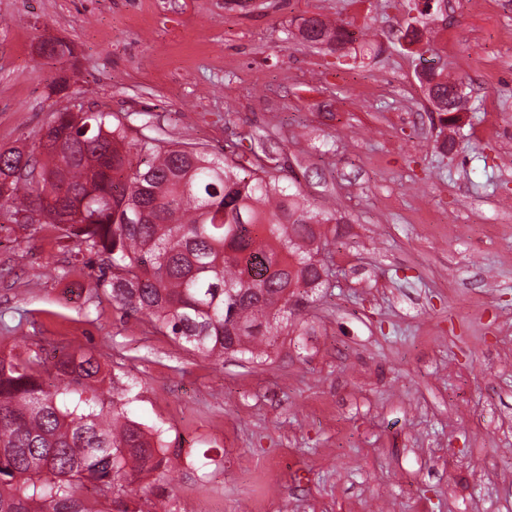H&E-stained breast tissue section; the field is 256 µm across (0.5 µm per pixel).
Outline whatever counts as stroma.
Returning <instances> with one entry per match:
<instances>
[{
    "instance_id": "stroma-1",
    "label": "stroma",
    "mask_w": 512,
    "mask_h": 512,
    "mask_svg": "<svg viewBox=\"0 0 512 512\" xmlns=\"http://www.w3.org/2000/svg\"><path fill=\"white\" fill-rule=\"evenodd\" d=\"M0 0V149L80 99L161 144L271 158L335 214L336 275L267 356L155 334L51 228L0 226V347L92 352L163 431L151 512H512V0ZM318 16L355 40L312 45ZM71 52L50 59L39 44ZM462 82L442 121L418 74Z\"/></svg>"
}]
</instances>
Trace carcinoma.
<instances>
[{
    "instance_id": "cac0c4a2",
    "label": "carcinoma",
    "mask_w": 512,
    "mask_h": 512,
    "mask_svg": "<svg viewBox=\"0 0 512 512\" xmlns=\"http://www.w3.org/2000/svg\"><path fill=\"white\" fill-rule=\"evenodd\" d=\"M300 33L310 44L353 41L319 17ZM430 75L436 111L458 110L463 85ZM45 136L25 155L0 151V181L10 180L0 209L38 204L59 238L101 258L96 287L174 343L215 362L260 353L304 294L330 284L331 218L263 164L248 172L187 143L131 137L110 112H58ZM134 152L149 162L132 166ZM131 393L83 350L51 370L36 354L0 350V512H129L131 477H164L163 431L129 416Z\"/></svg>"
}]
</instances>
